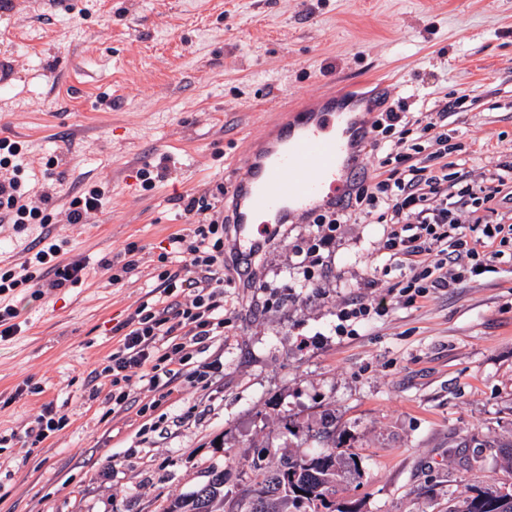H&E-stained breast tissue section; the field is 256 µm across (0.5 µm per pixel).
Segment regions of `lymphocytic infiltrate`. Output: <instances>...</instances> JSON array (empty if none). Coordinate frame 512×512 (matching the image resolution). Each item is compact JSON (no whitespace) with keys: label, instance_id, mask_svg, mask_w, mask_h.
Returning a JSON list of instances; mask_svg holds the SVG:
<instances>
[{"label":"lymphocytic infiltrate","instance_id":"1","mask_svg":"<svg viewBox=\"0 0 512 512\" xmlns=\"http://www.w3.org/2000/svg\"><path fill=\"white\" fill-rule=\"evenodd\" d=\"M436 119L421 121L405 108H388L370 123L371 136L362 144L368 151H387L398 164L387 177L372 176L353 186L346 202L308 216L315 244L307 249L308 264L319 260L320 248L330 247L343 224L352 218H373L385 231L380 250L384 264L375 266L362 285L368 293L342 305L337 313L338 334H350L352 326L387 314L385 298L373 296L383 276L401 269L393 285L405 304L417 298L456 287L477 277L479 268H490L501 256L495 241L512 235V225L469 222L448 206L445 185L448 175L440 167L449 153L448 134L438 130ZM431 136L435 146L426 165L414 163L410 134ZM0 223L47 226L51 216L26 199L23 153L18 143L0 139ZM185 210L195 218L190 236L170 240V266L159 275L153 300L139 305L113 333L118 347L103 370L91 371L90 381L107 377L112 390L109 414L119 415L138 408L140 391L164 392L185 380L203 382L207 373L189 369L196 346L221 335L224 327V211L206 197L190 198ZM57 241L46 242L19 269L0 273V297L43 276L51 288H68L81 283L85 265L60 263Z\"/></svg>","mask_w":512,"mask_h":512}]
</instances>
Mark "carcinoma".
I'll return each mask as SVG.
<instances>
[{
	"label": "carcinoma",
	"instance_id": "obj_1",
	"mask_svg": "<svg viewBox=\"0 0 512 512\" xmlns=\"http://www.w3.org/2000/svg\"><path fill=\"white\" fill-rule=\"evenodd\" d=\"M255 454L245 492L230 507H225L230 475L224 464L211 466L204 483L172 500L164 512H360L336 497L342 472H359L355 455L338 454L332 445L317 454L284 457L272 467L264 463L272 449L258 447ZM454 512H512V482L471 488Z\"/></svg>",
	"mask_w": 512,
	"mask_h": 512
}]
</instances>
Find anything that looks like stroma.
Wrapping results in <instances>:
<instances>
[{
    "mask_svg": "<svg viewBox=\"0 0 512 512\" xmlns=\"http://www.w3.org/2000/svg\"><path fill=\"white\" fill-rule=\"evenodd\" d=\"M13 77L0 94V138L19 142L30 199L49 195L60 261L75 288H19V331L0 340V512H163L210 466L247 470L261 446L305 456L339 442L359 456L344 482L362 512H450L469 487L507 474L512 444V242L493 271L406 306L356 335L336 311L358 295L384 227L345 224L321 264L291 253L310 227L284 224L243 265L224 227V334L193 362L207 386L158 400L164 419L104 414L88 373L117 347L112 329L158 284L169 239L189 234V197L231 184L263 123L288 97L332 82L390 105L448 113V201L512 224V184L472 208L460 189L512 166V0H18L0 17ZM150 172L144 183L142 172ZM100 184L102 208L67 223L69 202ZM136 244L137 266L111 284ZM39 386L16 396L17 387ZM65 428L37 446L24 431L43 403ZM335 438L316 435L324 414ZM304 425L291 435L286 422Z\"/></svg>",
    "mask_w": 512,
    "mask_h": 512,
    "instance_id": "35a3bbf8",
    "label": "stroma"
}]
</instances>
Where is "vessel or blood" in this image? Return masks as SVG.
I'll return each mask as SVG.
<instances>
[{"mask_svg":"<svg viewBox=\"0 0 512 512\" xmlns=\"http://www.w3.org/2000/svg\"><path fill=\"white\" fill-rule=\"evenodd\" d=\"M347 87H333L307 103L284 105L276 122L242 159L233 184L238 248L250 257L258 241L254 225L282 223L329 207L351 190L352 161L370 130L357 116Z\"/></svg>","mask_w":512,"mask_h":512,"instance_id":"b4317fda","label":"vessel or blood"}]
</instances>
